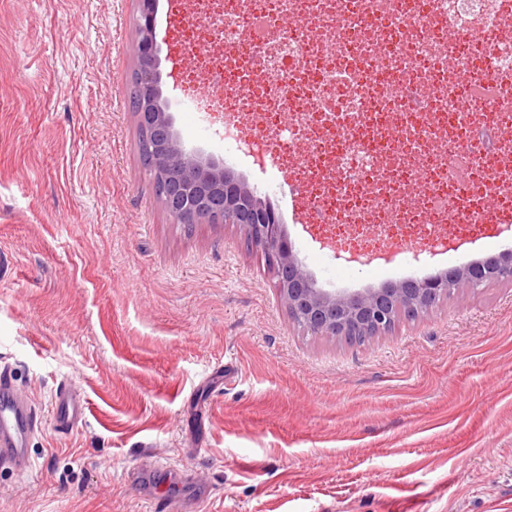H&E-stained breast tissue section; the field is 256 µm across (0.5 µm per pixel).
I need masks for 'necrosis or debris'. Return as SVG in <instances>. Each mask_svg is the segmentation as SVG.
I'll use <instances>...</instances> for the list:
<instances>
[{"label": "necrosis or debris", "mask_w": 512, "mask_h": 512, "mask_svg": "<svg viewBox=\"0 0 512 512\" xmlns=\"http://www.w3.org/2000/svg\"><path fill=\"white\" fill-rule=\"evenodd\" d=\"M193 2L192 78L225 88L202 106L288 172L313 223L437 250L483 205L512 212V0Z\"/></svg>", "instance_id": "necrosis-or-debris-1"}]
</instances>
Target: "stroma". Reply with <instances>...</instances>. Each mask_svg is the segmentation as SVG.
<instances>
[{
	"mask_svg": "<svg viewBox=\"0 0 512 512\" xmlns=\"http://www.w3.org/2000/svg\"><path fill=\"white\" fill-rule=\"evenodd\" d=\"M157 0L164 88L187 147L225 159L279 213L330 291L378 288L512 251L486 225L459 250L373 267L323 248L278 167L224 153V115ZM136 0H0V367L41 418L0 512H512V285L449 297L364 345L314 336L229 224H178L153 193L130 102ZM90 404L57 433L60 383Z\"/></svg>",
	"mask_w": 512,
	"mask_h": 512,
	"instance_id": "35a3bbf8",
	"label": "stroma"
}]
</instances>
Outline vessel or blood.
Returning a JSON list of instances; mask_svg holds the SVG:
<instances>
[{
	"label": "vessel or blood",
	"mask_w": 512,
	"mask_h": 512,
	"mask_svg": "<svg viewBox=\"0 0 512 512\" xmlns=\"http://www.w3.org/2000/svg\"><path fill=\"white\" fill-rule=\"evenodd\" d=\"M87 401L80 389L61 385L54 396L52 422L57 432L67 434L83 424ZM37 424L35 405L14 379L11 371L0 370V466L23 473L29 470L30 436Z\"/></svg>",
	"instance_id": "vessel-or-blood-1"
}]
</instances>
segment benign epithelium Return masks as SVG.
Masks as SVG:
<instances>
[{
	"instance_id": "1",
	"label": "benign epithelium",
	"mask_w": 512,
	"mask_h": 512,
	"mask_svg": "<svg viewBox=\"0 0 512 512\" xmlns=\"http://www.w3.org/2000/svg\"><path fill=\"white\" fill-rule=\"evenodd\" d=\"M138 126L150 137L153 168L165 178L162 203L179 224H203L214 216L237 227L247 246L264 255L275 288L290 319L315 336H346L390 332L406 313L428 312L448 295L476 290L491 282L512 284V258L489 266H463L450 274L420 281H399L357 293L329 292L317 287L292 250L275 212L252 206L255 192L241 182L224 162L186 149L175 128L160 68L161 48L156 34V0H137Z\"/></svg>"
}]
</instances>
